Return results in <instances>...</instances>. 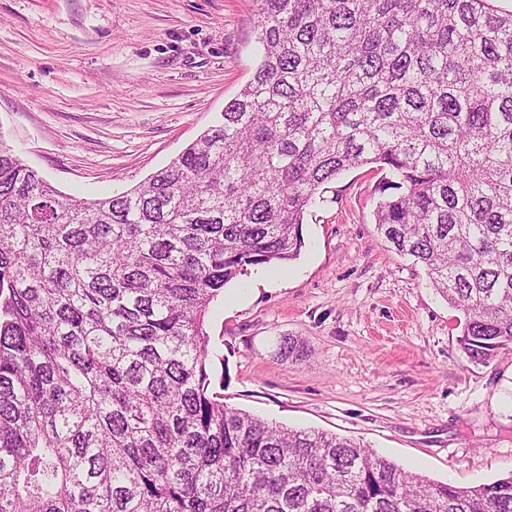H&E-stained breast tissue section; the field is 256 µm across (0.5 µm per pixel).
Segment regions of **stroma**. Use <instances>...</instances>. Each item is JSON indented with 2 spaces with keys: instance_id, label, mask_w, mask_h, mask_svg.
Returning a JSON list of instances; mask_svg holds the SVG:
<instances>
[{
  "instance_id": "stroma-1",
  "label": "stroma",
  "mask_w": 512,
  "mask_h": 512,
  "mask_svg": "<svg viewBox=\"0 0 512 512\" xmlns=\"http://www.w3.org/2000/svg\"><path fill=\"white\" fill-rule=\"evenodd\" d=\"M259 0H0V143L61 192L122 193L211 126L260 58ZM389 171L339 175L283 278L210 305L229 406L356 439L458 487L512 474V351L475 365L451 308L378 234ZM299 348L284 355L283 342Z\"/></svg>"
}]
</instances>
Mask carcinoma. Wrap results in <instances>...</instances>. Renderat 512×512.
<instances>
[{
  "instance_id": "cac0c4a2",
  "label": "carcinoma",
  "mask_w": 512,
  "mask_h": 512,
  "mask_svg": "<svg viewBox=\"0 0 512 512\" xmlns=\"http://www.w3.org/2000/svg\"><path fill=\"white\" fill-rule=\"evenodd\" d=\"M223 121L84 201L0 144V512H512V475L431 481L224 403L205 316L303 247L316 195L376 164L377 232L512 350V12L491 0H259Z\"/></svg>"
}]
</instances>
